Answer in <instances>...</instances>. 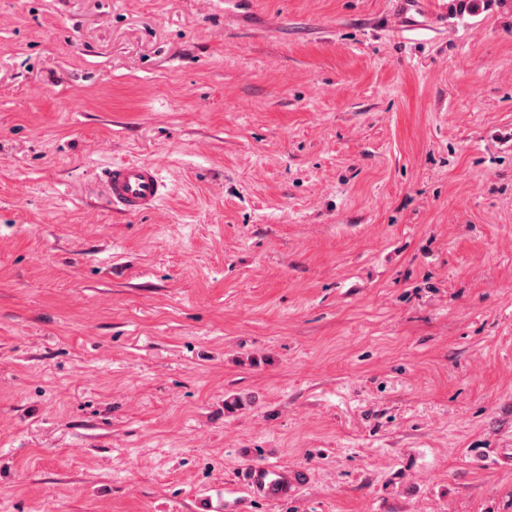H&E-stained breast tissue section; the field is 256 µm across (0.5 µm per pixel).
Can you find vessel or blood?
Returning a JSON list of instances; mask_svg holds the SVG:
<instances>
[{
  "mask_svg": "<svg viewBox=\"0 0 512 512\" xmlns=\"http://www.w3.org/2000/svg\"><path fill=\"white\" fill-rule=\"evenodd\" d=\"M103 184L113 208L129 215L156 210L167 194V184L157 166L148 161L111 164ZM309 478L300 468L280 465L250 466L239 479L252 494L275 500L294 493Z\"/></svg>",
  "mask_w": 512,
  "mask_h": 512,
  "instance_id": "1",
  "label": "vessel or blood"
}]
</instances>
